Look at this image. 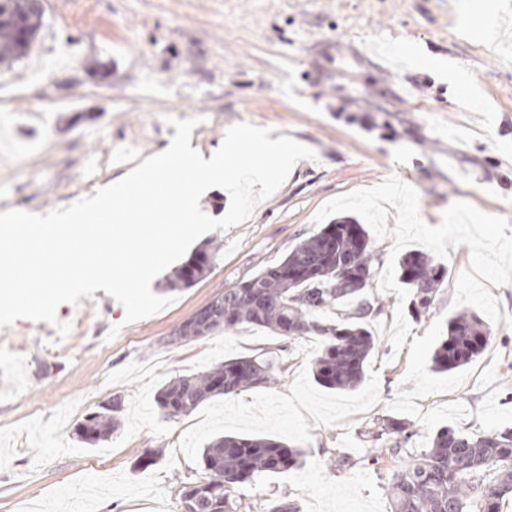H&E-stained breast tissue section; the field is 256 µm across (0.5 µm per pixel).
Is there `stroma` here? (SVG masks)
<instances>
[{"label":"stroma","mask_w":512,"mask_h":512,"mask_svg":"<svg viewBox=\"0 0 512 512\" xmlns=\"http://www.w3.org/2000/svg\"><path fill=\"white\" fill-rule=\"evenodd\" d=\"M44 24L26 57L0 65V200L44 215L94 195L158 154L175 134L166 116L194 118L190 144L214 153L237 123L273 129L315 151L223 232L215 267L189 288L153 281L171 306L138 321L104 290L61 304L66 339L20 318L0 328V512H181L185 478H201L216 435L269 437L303 451L289 473L259 475L237 497L253 512L289 501L299 512H390L392 465L360 463L377 419L413 424L414 448L442 427L469 434L512 428V283L492 294L503 317L465 368L436 372L431 356L456 314L468 246L442 259L447 275L430 311L411 320L401 351L389 333L398 297L380 293L371 323L378 349L364 383L337 392L315 382L316 337L287 341L259 328L178 345L171 332L225 288L282 260L318 230L328 200L397 176L438 225L465 200L512 221V47L492 33L479 0H43ZM422 58L441 70H421ZM480 96L447 111L456 77ZM238 355L281 369L276 384L211 399L168 418L158 390ZM121 427L88 446L75 427L112 397ZM157 449L156 465L137 460ZM354 458L350 469L330 460Z\"/></svg>","instance_id":"1"}]
</instances>
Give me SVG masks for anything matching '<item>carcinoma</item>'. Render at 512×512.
Returning a JSON list of instances; mask_svg holds the SVG:
<instances>
[{
  "mask_svg": "<svg viewBox=\"0 0 512 512\" xmlns=\"http://www.w3.org/2000/svg\"><path fill=\"white\" fill-rule=\"evenodd\" d=\"M35 0H0V63L22 57L30 43L19 39L23 28L35 34L43 26L44 10ZM223 241L211 239L196 257L175 273L172 286L187 288L212 269ZM399 277L409 289V312L415 318L429 312L443 287L446 270L428 256L412 251L398 261ZM373 255L364 225L344 221L327 224L303 239L278 263L224 289L205 306L217 330L242 324L267 329L290 341L320 338L313 361L314 379L337 391H353L366 376L377 340L367 318L382 311L368 297ZM352 303L344 316L324 313ZM489 323L477 313L448 319L446 334L435 345L433 369H461L486 349ZM276 366L259 356L232 358L205 372L182 376L157 393L159 410L168 417L187 415L217 396L266 387L275 381ZM122 401L115 397L77 423L81 442L95 446L108 440L120 425ZM374 447L361 460L395 463L388 494L393 512H499L512 498V431L465 434L444 427L421 450L407 447L414 431L397 419H387L372 432ZM302 452L272 438L219 436L201 453L205 474L181 490V504L191 512H243L234 488L256 474H281L299 463Z\"/></svg>",
  "mask_w": 512,
  "mask_h": 512,
  "instance_id": "cac0c4a2",
  "label": "carcinoma"
}]
</instances>
